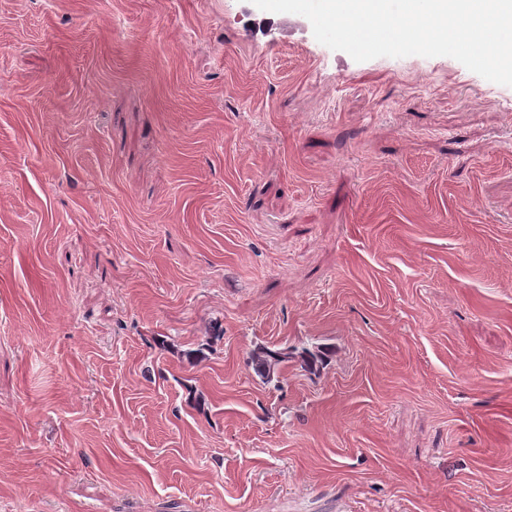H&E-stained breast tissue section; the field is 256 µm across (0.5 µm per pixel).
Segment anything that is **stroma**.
<instances>
[{
  "label": "stroma",
  "mask_w": 512,
  "mask_h": 512,
  "mask_svg": "<svg viewBox=\"0 0 512 512\" xmlns=\"http://www.w3.org/2000/svg\"><path fill=\"white\" fill-rule=\"evenodd\" d=\"M0 512H512V86L0 0ZM288 358H291L288 353L259 345L252 351L251 363L255 372L268 384L279 378L281 368L288 362Z\"/></svg>",
  "instance_id": "35a3bbf8"
}]
</instances>
